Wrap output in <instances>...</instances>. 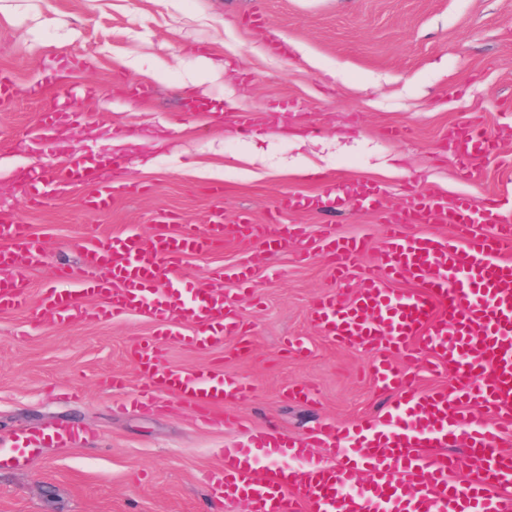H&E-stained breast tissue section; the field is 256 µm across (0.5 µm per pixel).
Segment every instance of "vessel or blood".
I'll return each mask as SVG.
<instances>
[{
  "label": "vessel or blood",
  "mask_w": 512,
  "mask_h": 512,
  "mask_svg": "<svg viewBox=\"0 0 512 512\" xmlns=\"http://www.w3.org/2000/svg\"><path fill=\"white\" fill-rule=\"evenodd\" d=\"M448 144L468 169L498 152L477 122L456 129ZM104 167L76 157L63 169L33 176L27 198L38 205L48 186L90 182L86 206L99 212L115 197L141 192L118 170L101 179ZM355 201L382 216V261L362 265L367 237L325 231L320 250L304 253H320L355 293L318 297L310 318L331 341L374 351L370 377L393 399L378 419L341 432L329 424L294 439L268 426L252 428L246 447L225 449L213 495L243 501L249 512H512V450L504 446L512 439V199L414 193L409 206L388 208L379 187L359 182L345 191L332 185L316 197L288 192L279 207L340 209ZM159 221L166 231L156 238L131 226L120 237L84 246L79 268H57L52 287L41 293L40 311L64 322L139 313L156 325L158 338L177 335V322L190 320L199 332L187 345L208 352L223 347L226 338H244L236 299L220 283L249 284L252 268L244 262L210 271L213 287L191 290L183 286L184 259L221 247L230 233L278 246L306 235L303 225L279 223L273 213L259 223L243 211L229 226L218 208L199 230L171 213L160 214ZM426 224H448L453 233L423 232ZM42 255L43 245L27 225L0 221V311L28 306L26 272ZM399 280L411 282L412 290L393 294L389 284ZM92 297L97 305H89ZM421 352L452 368L453 390L410 387L391 363L392 355L412 360ZM133 353L142 377L137 404L150 405L165 392L213 423L225 403L252 396L249 381L216 367L165 369L156 341ZM42 440L39 432L14 438L0 466H27ZM317 442L331 449V461L314 457ZM451 443L465 448L466 479L456 477L459 461L447 451Z\"/></svg>",
  "instance_id": "obj_1"
}]
</instances>
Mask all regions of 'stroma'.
<instances>
[{"instance_id":"stroma-1","label":"stroma","mask_w":512,"mask_h":512,"mask_svg":"<svg viewBox=\"0 0 512 512\" xmlns=\"http://www.w3.org/2000/svg\"><path fill=\"white\" fill-rule=\"evenodd\" d=\"M0 74L15 85L0 108V213L43 244L44 264L27 273L35 296L59 263L78 266L89 227L107 237L136 224L150 237L161 210L206 224L215 184L226 217L247 211L261 222L276 210L313 235L330 225L370 236L368 266L383 247L379 214L282 211L280 195L319 192L323 177L377 183L392 207L407 204L411 189L512 194V0H0ZM57 92L79 120L67 136L28 143ZM475 119L499 147L467 175L445 141ZM392 127L405 136L389 137ZM76 153L112 157L149 193L91 213L77 185L29 205L34 172ZM291 165L308 176L287 175ZM300 250L296 241L271 248L228 237L186 258L188 288L209 287V270L244 261L254 273L238 298L248 348L232 338L209 357L163 344L166 368L214 359L251 382V400L225 404L209 427L165 393L159 409L119 410L142 382L131 352L154 334L147 318L67 324L33 305L0 312V452L22 431L85 429L74 445L46 442L28 466L1 467L0 512H247L210 490L247 424L298 437L321 420L341 430L378 415L388 397L368 377L372 352L332 343L309 320L318 296L353 288L321 257L297 260ZM296 336L308 355L290 351ZM115 374L124 388L108 386ZM298 383L314 387L316 403L290 398Z\"/></svg>"}]
</instances>
